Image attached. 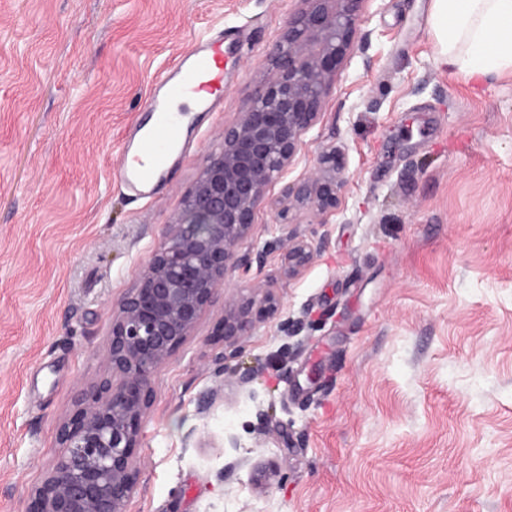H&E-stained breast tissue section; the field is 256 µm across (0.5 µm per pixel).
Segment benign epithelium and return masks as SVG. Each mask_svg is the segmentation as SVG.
Wrapping results in <instances>:
<instances>
[{
	"label": "benign epithelium",
	"mask_w": 512,
	"mask_h": 512,
	"mask_svg": "<svg viewBox=\"0 0 512 512\" xmlns=\"http://www.w3.org/2000/svg\"><path fill=\"white\" fill-rule=\"evenodd\" d=\"M273 56L275 68L245 111L224 125L220 147L209 154L136 286L112 314L106 376L82 389L73 422L59 430L63 452L31 492L25 512H124L134 492L140 425L147 416L155 374L194 334L203 314L224 299V341L235 349L257 324L276 315L274 278L250 296L225 299L226 274L262 269V253H239L251 236L255 211L269 186L292 165L303 135L318 118L336 81L328 60L349 48L364 0H301ZM336 149L321 151L318 168L288 188L299 205L324 212L336 206ZM285 265L296 277L315 248L286 223ZM276 471L254 466L253 480L270 484Z\"/></svg>",
	"instance_id": "1"
}]
</instances>
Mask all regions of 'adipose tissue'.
<instances>
[{"label":"adipose tissue","mask_w":512,"mask_h":512,"mask_svg":"<svg viewBox=\"0 0 512 512\" xmlns=\"http://www.w3.org/2000/svg\"><path fill=\"white\" fill-rule=\"evenodd\" d=\"M440 65L470 80L512 72V0H433Z\"/></svg>","instance_id":"adipose-tissue-1"}]
</instances>
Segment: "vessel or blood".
I'll use <instances>...</instances> for the list:
<instances>
[{"label":"vessel or blood","instance_id":"1","mask_svg":"<svg viewBox=\"0 0 512 512\" xmlns=\"http://www.w3.org/2000/svg\"><path fill=\"white\" fill-rule=\"evenodd\" d=\"M215 53L209 43L199 42L179 56L169 74L160 81L146 105L157 112V122L147 132L136 133L131 146L137 151V163L121 159L114 176L121 188L132 194H144L154 173L164 172L175 150L185 148L187 133L181 124L161 110L163 102L182 97L186 87L198 79L217 80Z\"/></svg>","mask_w":512,"mask_h":512}]
</instances>
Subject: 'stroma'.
Here are the masks:
<instances>
[{
    "mask_svg": "<svg viewBox=\"0 0 512 512\" xmlns=\"http://www.w3.org/2000/svg\"><path fill=\"white\" fill-rule=\"evenodd\" d=\"M432 0H364L335 84L229 271L278 314L223 356L222 306L156 373L126 512H512V72L437 62ZM299 0H0V512H25L133 288ZM221 33L224 96L144 197L114 171L152 85ZM335 148L334 208L281 214ZM316 253L284 275L280 221ZM318 367L315 384L306 373ZM248 383L223 386L225 375ZM225 397L200 412L203 393ZM272 463L266 489L253 466Z\"/></svg>",
    "mask_w": 512,
    "mask_h": 512,
    "instance_id": "35a3bbf8",
    "label": "stroma"
}]
</instances>
